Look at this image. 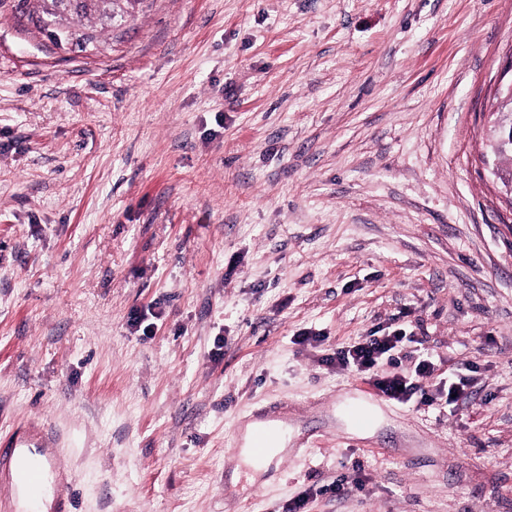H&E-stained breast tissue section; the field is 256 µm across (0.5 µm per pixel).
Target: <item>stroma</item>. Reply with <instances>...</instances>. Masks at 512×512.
I'll return each instance as SVG.
<instances>
[{
	"instance_id": "35a3bbf8",
	"label": "stroma",
	"mask_w": 512,
	"mask_h": 512,
	"mask_svg": "<svg viewBox=\"0 0 512 512\" xmlns=\"http://www.w3.org/2000/svg\"><path fill=\"white\" fill-rule=\"evenodd\" d=\"M511 62L512 0H147L87 53L0 6V441L51 426L72 512H512ZM396 328L435 401L358 432L322 358ZM509 105L502 104L501 110L499 113V122L497 136L495 138V142L492 146V152L495 158L498 160L509 161L510 155H512V141L509 139L508 131L510 125L512 126V112L510 116ZM506 130V135L502 136V130ZM273 437L274 433L272 431L267 429H259L254 432L252 437L250 447L252 453L249 447L241 448L243 463L252 471V475L249 476V480L251 482L255 480V475H260L267 470L270 462L274 457L287 449L285 447L287 444V439L278 436H276L274 439V447L270 448L272 446ZM267 453L268 455L263 460H257L253 457L254 455L257 458H263Z\"/></svg>"
}]
</instances>
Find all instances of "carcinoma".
I'll return each instance as SVG.
<instances>
[{
  "label": "carcinoma",
  "instance_id": "obj_1",
  "mask_svg": "<svg viewBox=\"0 0 512 512\" xmlns=\"http://www.w3.org/2000/svg\"><path fill=\"white\" fill-rule=\"evenodd\" d=\"M142 0H44L37 3V12L27 8V0H14V11L27 17L38 31L57 48L86 51L97 48L100 33L120 26L124 14L134 11ZM512 126L508 105L501 106L498 132L492 146L495 158L509 160L512 140L502 130Z\"/></svg>",
  "mask_w": 512,
  "mask_h": 512
}]
</instances>
